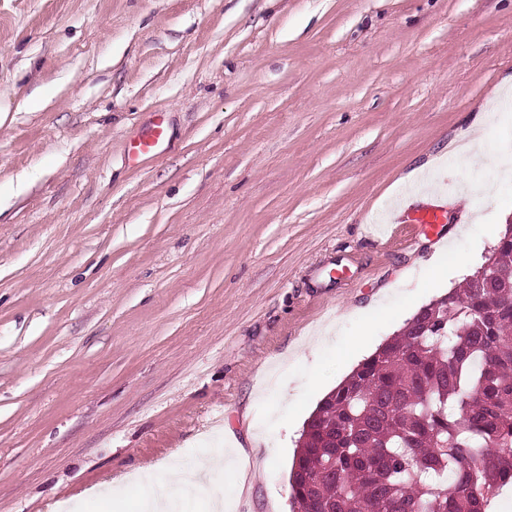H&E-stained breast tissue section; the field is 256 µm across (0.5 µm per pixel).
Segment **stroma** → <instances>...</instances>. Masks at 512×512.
<instances>
[{
	"label": "stroma",
	"instance_id": "stroma-1",
	"mask_svg": "<svg viewBox=\"0 0 512 512\" xmlns=\"http://www.w3.org/2000/svg\"><path fill=\"white\" fill-rule=\"evenodd\" d=\"M511 76L512 0H0V512L217 449L223 512H294L324 391L512 222ZM417 170L447 223L378 237ZM158 118L141 133L132 139L128 145V160L135 162L147 158L163 156L170 148V141L167 135L164 120Z\"/></svg>",
	"mask_w": 512,
	"mask_h": 512
}]
</instances>
